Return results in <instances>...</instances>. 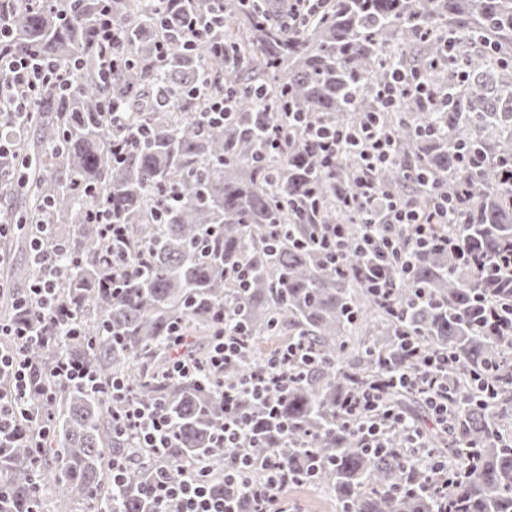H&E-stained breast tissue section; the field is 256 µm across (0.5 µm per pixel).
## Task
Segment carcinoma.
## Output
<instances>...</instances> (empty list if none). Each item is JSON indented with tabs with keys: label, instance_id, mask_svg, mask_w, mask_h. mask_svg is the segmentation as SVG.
<instances>
[{
	"label": "carcinoma",
	"instance_id": "obj_1",
	"mask_svg": "<svg viewBox=\"0 0 512 512\" xmlns=\"http://www.w3.org/2000/svg\"><path fill=\"white\" fill-rule=\"evenodd\" d=\"M3 3L15 50L69 75V90H45L50 108L0 123L14 143L7 162L25 177L22 188L1 181L0 195L24 199L5 216L25 225L16 237L29 243L44 221L63 245L59 300L76 331L22 349L0 335V350L17 352L38 380L0 443V512H42L46 493L53 512H153L146 489L156 472L180 481L197 463L224 496L234 449L214 443L224 425L222 388L199 374L170 376L169 344L181 333L197 345L188 358L203 362L226 315L247 335L239 361L224 369L226 384L296 340L318 356L280 401L288 434L251 405L259 441L248 452L277 455L295 482L331 494L339 512H434L399 433L374 453L339 425L344 399L384 362L404 367L400 337L412 336L452 356L456 414L445 430L416 392L398 385L388 400L440 454L452 455L448 512H512V334L474 319L483 298L512 307V285L487 266L429 249L415 254L407 278L394 279L393 303L384 306L359 276L373 262L362 247L361 213L336 199L338 187L358 192V164L342 151L325 167L307 146L310 127L352 130L363 113H380L395 151L369 177L422 216L438 190L466 189L448 229L486 257L512 250V178L504 174L512 170V0H320L291 23L279 0H179L166 16L153 0H112L115 52L128 64L108 76L93 44L99 0H80L66 18L42 0ZM184 13L210 23L208 40L192 51L184 48ZM399 69L428 83L434 106L412 97L388 106L375 96ZM216 97L231 101L221 126L205 118ZM109 103L128 112L124 124L108 123ZM290 110L305 124H294ZM273 132L283 140L278 152L266 144ZM119 141L131 145L116 163ZM102 202L127 225L120 250L133 262L150 258L148 274L129 272L119 295L100 286L112 245L86 219ZM320 224L345 225L339 269L310 245ZM237 266L249 269L246 288L228 276ZM5 267L6 288L34 275L28 265ZM61 356L85 363L101 391L54 377ZM471 372L497 379L496 395L478 397L465 380ZM114 377L135 402L161 407L174 434L173 447L129 464L116 490L110 462L133 443L112 430ZM44 420L50 434L38 448L35 427Z\"/></svg>",
	"mask_w": 512,
	"mask_h": 512
}]
</instances>
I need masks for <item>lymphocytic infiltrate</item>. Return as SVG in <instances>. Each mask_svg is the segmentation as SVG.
Here are the masks:
<instances>
[{"instance_id":"f902f5d3","label":"lymphocytic infiltrate","mask_w":512,"mask_h":512,"mask_svg":"<svg viewBox=\"0 0 512 512\" xmlns=\"http://www.w3.org/2000/svg\"><path fill=\"white\" fill-rule=\"evenodd\" d=\"M12 29L6 12L0 11V103L8 102L13 113L25 115L38 100L43 86H64L61 68L51 60L29 53L11 52L9 42ZM310 149L325 164H333L339 151L354 154L367 173L386 164L392 157L393 140L383 128L377 113H365L358 128L343 132L328 127L315 129ZM344 204L359 203L369 215L379 217L381 231L365 236V247L374 249L380 257L381 269H363L361 276L373 288L383 303H390L392 283L385 275V268L392 267L403 276L413 267L415 251L427 248H455L466 263L481 265L482 256L458 248L455 238L438 235L436 223L451 224L466 200L465 191H441L429 218L420 217L410 207L399 203L394 196L380 190L374 180L360 182L358 196L341 193ZM35 276L26 293L19 297L20 311L53 308L57 301L56 287L60 271L56 264L54 247L43 238L31 242ZM246 344L241 327L224 322L219 328L210 359L203 367L205 374L217 376L225 367L239 359ZM404 359L411 365L400 372H387L370 382L356 397L345 402L343 424L357 432L365 445L379 448L386 442L388 431L406 428L405 419L388 405L386 393L394 385L417 390L423 394L434 420L447 424L448 407V357L427 349L419 342L406 340L402 346ZM311 351L303 343H292L271 352L261 369L250 372L237 382L224 387L223 444L240 448L250 437L251 414L245 407L246 399L256 400L269 395L287 392L295 376L297 363L309 360ZM0 374L13 381L11 391L0 392V441L12 433V421L31 384L29 367L20 363L12 354L0 351ZM112 395L119 402L112 414V423L118 432L129 436L136 447L157 452L171 447L172 427L160 407H147L125 394L121 379H113ZM407 430V441L413 462L425 472L420 486L424 495L435 499L440 512L448 508V462L441 459L433 448L427 446L416 430ZM289 476L275 458L254 461L249 455L238 456L231 470L225 472L224 483L231 487V494L218 497L212 492L205 466H197L189 479L173 483L164 473H157L148 486L147 494L155 504V512H282L280 493L288 484Z\"/></svg>"}]
</instances>
